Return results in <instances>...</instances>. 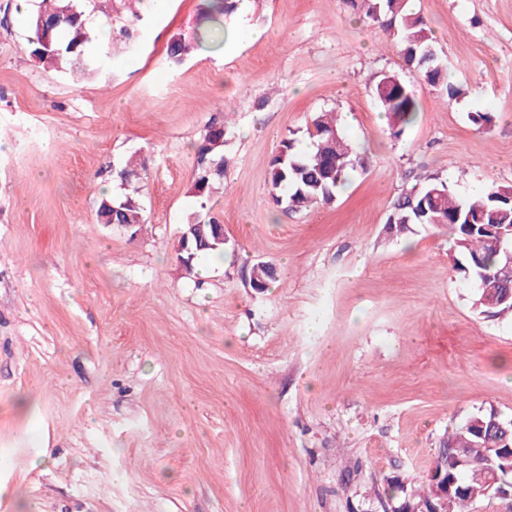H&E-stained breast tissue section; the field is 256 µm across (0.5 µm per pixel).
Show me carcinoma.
<instances>
[{"instance_id":"carcinoma-1","label":"carcinoma","mask_w":512,"mask_h":512,"mask_svg":"<svg viewBox=\"0 0 512 512\" xmlns=\"http://www.w3.org/2000/svg\"><path fill=\"white\" fill-rule=\"evenodd\" d=\"M240 0H207L205 19L210 26L200 39L219 46L224 43V17L239 9ZM353 7L365 19L393 31L397 37L406 64L413 68L429 85L443 91L449 99L462 95V90L446 79L438 69L439 59L432 58L434 47L423 20L406 8V0H353ZM97 9L95 0H39L27 19L29 35L26 52L44 66L65 75L79 70L92 75L110 68L112 54V16L96 24L92 14ZM73 15L71 22L53 31L51 42L45 44L38 37V20L54 21L60 15ZM192 45L178 38L168 47L172 65L182 63ZM378 101L385 112L394 134L402 133L411 125L417 112L412 89L395 75L380 79L376 86ZM228 131V126L213 123L197 149L194 173V193L202 210L207 209L210 195L224 179L223 147L214 145V130ZM313 149L302 153L296 140L286 138L270 164V192L274 202L299 211L314 203L328 204L336 191L346 185L350 173L364 167L365 161L352 154L350 145L340 135L332 112H320L306 128ZM147 171L145 161L132 162L116 172V179L124 186L120 199L102 195L97 219L101 224H142V173ZM447 221L453 234L456 270L476 287L474 305L480 314L491 318L512 316V274L502 275L506 265L505 251L512 250V237L503 239L490 229L512 227V185L490 187L479 194L463 198L445 182H429L412 187L394 200L387 223L398 235L407 233L411 224H429L431 218ZM496 280L494 290L481 284L487 276ZM485 424V433L477 434L463 424L457 427L443 447L468 449L469 462L456 465L441 461L448 468V483L452 484L448 498V512H470V505L478 498H489L488 476L497 471L500 486L512 488V462L500 450L512 447V420L506 421L493 412L471 416Z\"/></svg>"}]
</instances>
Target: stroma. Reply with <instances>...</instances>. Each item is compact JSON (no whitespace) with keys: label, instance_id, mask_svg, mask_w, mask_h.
<instances>
[{"label":"stroma","instance_id":"1","mask_svg":"<svg viewBox=\"0 0 512 512\" xmlns=\"http://www.w3.org/2000/svg\"><path fill=\"white\" fill-rule=\"evenodd\" d=\"M19 3L0 0V512H385L388 478L417 492L449 431L512 420V320L476 310L447 225L387 222L431 178L462 196L512 184V0H409L454 100L348 0H251L220 49L176 67L167 47L204 0L140 21L100 0L112 70L87 80L27 56ZM389 74L418 108L398 137L375 92ZM322 111L367 168L284 211L270 162L290 134L308 147ZM219 120L225 253L202 277L179 237ZM134 155L136 232L96 219ZM259 261L278 270L265 290Z\"/></svg>","mask_w":512,"mask_h":512}]
</instances>
